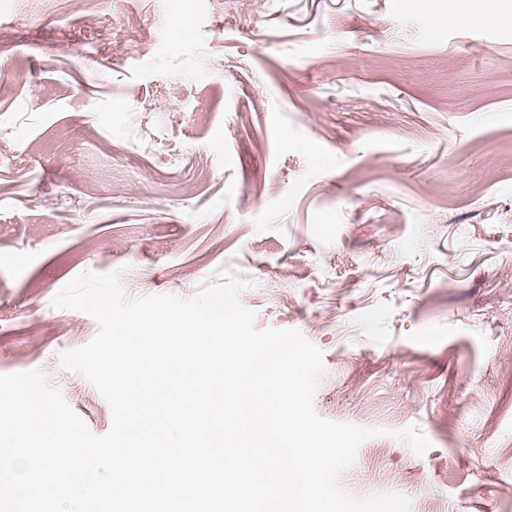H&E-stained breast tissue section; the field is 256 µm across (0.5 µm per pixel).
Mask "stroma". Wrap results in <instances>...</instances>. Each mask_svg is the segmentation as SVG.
<instances>
[{
	"label": "stroma",
	"mask_w": 512,
	"mask_h": 512,
	"mask_svg": "<svg viewBox=\"0 0 512 512\" xmlns=\"http://www.w3.org/2000/svg\"><path fill=\"white\" fill-rule=\"evenodd\" d=\"M66 5L0 0V374L43 370L106 434L58 369L98 325L52 298L224 267L322 350L318 414L382 429L346 490L512 512V0L436 30L407 0H191L178 43L177 0Z\"/></svg>",
	"instance_id": "stroma-1"
}]
</instances>
